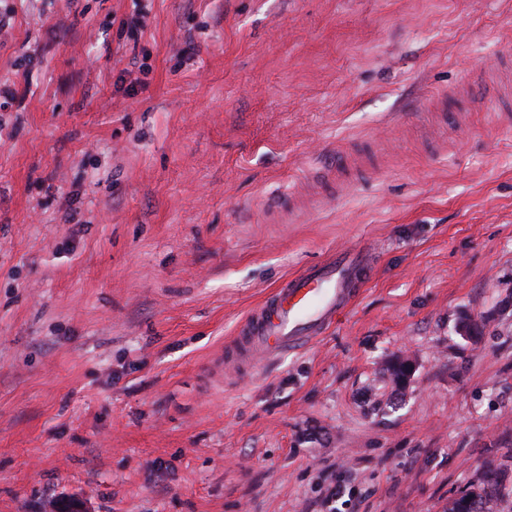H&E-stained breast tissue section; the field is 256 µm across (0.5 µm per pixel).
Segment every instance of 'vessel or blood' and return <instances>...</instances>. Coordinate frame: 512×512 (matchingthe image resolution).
Listing matches in <instances>:
<instances>
[{
    "instance_id": "vessel-or-blood-1",
    "label": "vessel or blood",
    "mask_w": 512,
    "mask_h": 512,
    "mask_svg": "<svg viewBox=\"0 0 512 512\" xmlns=\"http://www.w3.org/2000/svg\"><path fill=\"white\" fill-rule=\"evenodd\" d=\"M496 70L474 73L463 95L475 102L496 85ZM370 251L354 246L283 280L244 319L229 346L235 363L253 371L263 361L294 351L322 336L350 306L369 272Z\"/></svg>"
}]
</instances>
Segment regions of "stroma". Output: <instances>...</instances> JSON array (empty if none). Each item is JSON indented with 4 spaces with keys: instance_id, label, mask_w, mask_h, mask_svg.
Returning <instances> with one entry per match:
<instances>
[{
    "instance_id": "stroma-1",
    "label": "stroma",
    "mask_w": 512,
    "mask_h": 512,
    "mask_svg": "<svg viewBox=\"0 0 512 512\" xmlns=\"http://www.w3.org/2000/svg\"><path fill=\"white\" fill-rule=\"evenodd\" d=\"M0 19V512H448L489 468L512 512V128L456 92L512 51V0ZM342 150L363 166L324 181ZM354 245L373 273L336 326L226 362Z\"/></svg>"
}]
</instances>
